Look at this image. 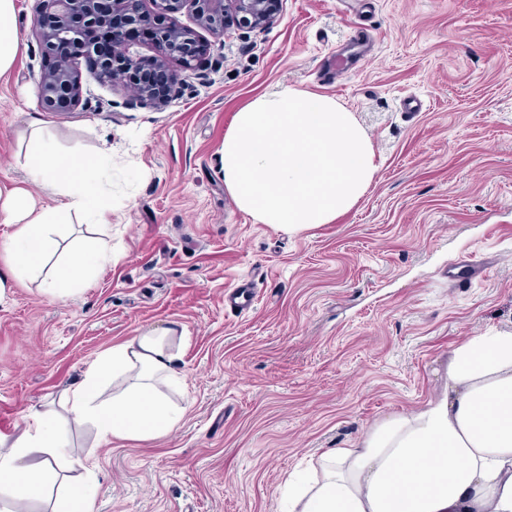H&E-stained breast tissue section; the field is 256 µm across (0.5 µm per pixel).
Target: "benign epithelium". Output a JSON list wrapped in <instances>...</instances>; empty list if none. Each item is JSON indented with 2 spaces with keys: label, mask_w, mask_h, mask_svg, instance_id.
Returning <instances> with one entry per match:
<instances>
[{
  "label": "benign epithelium",
  "mask_w": 512,
  "mask_h": 512,
  "mask_svg": "<svg viewBox=\"0 0 512 512\" xmlns=\"http://www.w3.org/2000/svg\"><path fill=\"white\" fill-rule=\"evenodd\" d=\"M40 0L35 19L44 57L51 64L39 85L41 104L67 113L81 105L80 60L102 84L134 90L130 101L155 110L178 98L205 52L195 31L175 14L188 10L215 36L232 28L260 29L274 22L279 0ZM145 31L157 45L153 57L135 58L130 34Z\"/></svg>",
  "instance_id": "7a95c632"
}]
</instances>
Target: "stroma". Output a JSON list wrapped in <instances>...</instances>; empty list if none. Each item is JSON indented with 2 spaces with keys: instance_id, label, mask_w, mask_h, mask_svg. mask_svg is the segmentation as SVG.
<instances>
[{
  "instance_id": "35a3bbf8",
  "label": "stroma",
  "mask_w": 512,
  "mask_h": 512,
  "mask_svg": "<svg viewBox=\"0 0 512 512\" xmlns=\"http://www.w3.org/2000/svg\"><path fill=\"white\" fill-rule=\"evenodd\" d=\"M36 5L16 0L25 49L0 77V186L22 183L39 127L61 155L111 152L112 263L56 298L0 250L6 436L112 344L185 330L176 429H69L94 512H281L289 472L439 396L455 346L512 328V0H280L266 28L199 30L208 52L166 109L87 76L70 114L38 97ZM283 85L345 105L380 162L348 214L298 233L254 223L222 168L234 113ZM245 280L254 307L225 312Z\"/></svg>"
}]
</instances>
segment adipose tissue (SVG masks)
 I'll return each mask as SVG.
<instances>
[{
    "label": "adipose tissue",
    "instance_id": "obj_1",
    "mask_svg": "<svg viewBox=\"0 0 512 512\" xmlns=\"http://www.w3.org/2000/svg\"><path fill=\"white\" fill-rule=\"evenodd\" d=\"M15 0H0V77L14 66L21 39ZM108 155L74 160L51 140H39L26 162V181L0 189V222L12 228L0 249L18 279L41 273L42 289L65 297L92 272L110 264L112 248L99 237L58 262V233L73 213L103 229L112 211L103 201ZM58 196L36 208L33 189ZM177 324L129 337L100 354L59 405L30 415L18 437L0 436V512H25L34 501L53 512H93L94 468L77 467L65 435L90 424L105 442L167 435L184 408L167 391L178 384L172 344ZM288 512H512V330L494 329L458 344L448 357V385L410 414L393 415L350 448L319 458V475L299 470L284 484Z\"/></svg>",
    "mask_w": 512,
    "mask_h": 512
}]
</instances>
